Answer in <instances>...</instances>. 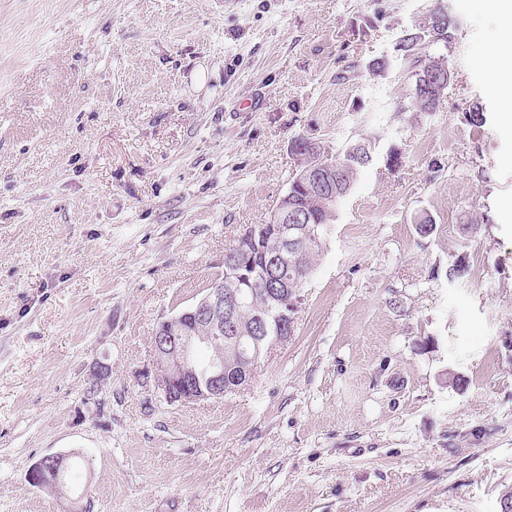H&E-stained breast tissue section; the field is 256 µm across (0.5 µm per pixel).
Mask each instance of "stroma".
<instances>
[{
	"label": "stroma",
	"mask_w": 512,
	"mask_h": 512,
	"mask_svg": "<svg viewBox=\"0 0 512 512\" xmlns=\"http://www.w3.org/2000/svg\"><path fill=\"white\" fill-rule=\"evenodd\" d=\"M438 7L455 38L419 52L453 80L419 112L396 46ZM487 47L512 28L470 0H0V512H501L512 136ZM300 136L372 161L295 333L247 389L168 404L144 379L155 327L269 221ZM63 452L83 462L67 495L30 486Z\"/></svg>",
	"instance_id": "1"
}]
</instances>
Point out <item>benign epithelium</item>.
I'll return each mask as SVG.
<instances>
[{"label": "benign epithelium", "instance_id": "1", "mask_svg": "<svg viewBox=\"0 0 512 512\" xmlns=\"http://www.w3.org/2000/svg\"><path fill=\"white\" fill-rule=\"evenodd\" d=\"M432 82L431 90L436 99L444 98L445 89L452 80L450 69L435 70L425 64ZM292 153L297 160V182L311 190L321 192L334 199L336 184L340 180L341 167L331 162H315L300 141H294ZM273 214L276 224L271 226L280 242L278 250L263 258L264 271L260 279H255L253 263L232 262L224 269V276L213 282L206 293L178 316L164 320V326L155 330L152 342L153 369L145 376L152 379L163 399L170 403H198L217 401L224 398V323H229L231 331L246 336L252 355L251 368L242 367L235 382L247 386L255 376L256 365L267 343L283 344L293 334L296 315L303 301L304 283L295 288L288 285L272 284V272L297 265L303 255L302 243L312 233L309 215L302 210L289 190L277 202ZM260 286L278 311L276 319L264 318L249 328L236 325L235 314L244 306L241 286ZM209 324L210 333L200 335L193 330L196 322ZM213 350L210 359L199 363L193 357L197 348ZM70 459L68 453L44 456L34 462L27 473L28 481L38 485L43 474L50 467H66Z\"/></svg>", "mask_w": 512, "mask_h": 512}]
</instances>
